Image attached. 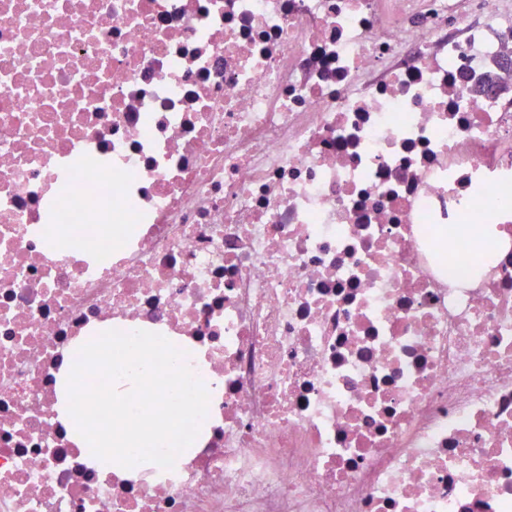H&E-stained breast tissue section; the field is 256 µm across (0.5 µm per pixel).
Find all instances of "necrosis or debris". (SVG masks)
Here are the masks:
<instances>
[{"label": "necrosis or debris", "mask_w": 512, "mask_h": 512, "mask_svg": "<svg viewBox=\"0 0 512 512\" xmlns=\"http://www.w3.org/2000/svg\"><path fill=\"white\" fill-rule=\"evenodd\" d=\"M456 3L0 0V512H512V0ZM107 325L204 351L172 468L67 439Z\"/></svg>", "instance_id": "obj_1"}]
</instances>
